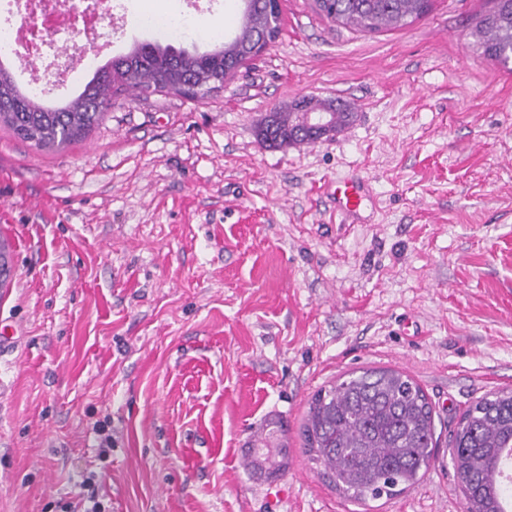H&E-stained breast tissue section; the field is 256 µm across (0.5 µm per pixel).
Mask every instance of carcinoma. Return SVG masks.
<instances>
[{
  "label": "carcinoma",
  "instance_id": "cac0c4a2",
  "mask_svg": "<svg viewBox=\"0 0 512 512\" xmlns=\"http://www.w3.org/2000/svg\"><path fill=\"white\" fill-rule=\"evenodd\" d=\"M233 38L212 50L190 54L170 44L140 43L96 70L72 100L51 105L29 94L0 67V124L34 146L52 149L84 137L102 119L112 96L126 91L175 92L203 99L224 86L251 57L264 36L275 39L281 17L266 0H241ZM331 22L363 32L394 29L425 15L430 0H316ZM471 36L482 54L506 67L512 63V0H493ZM301 97L275 111L257 135L270 147L310 144L298 134ZM303 448L340 489L360 501L391 498L398 487L420 479L434 456L433 407L420 385L391 368L352 372L311 398L302 426ZM455 475L467 479V512H512V486L501 474L512 463V390L479 398L450 436Z\"/></svg>",
  "mask_w": 512,
  "mask_h": 512
}]
</instances>
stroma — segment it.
Wrapping results in <instances>:
<instances>
[{
	"label": "stroma",
	"instance_id": "obj_1",
	"mask_svg": "<svg viewBox=\"0 0 512 512\" xmlns=\"http://www.w3.org/2000/svg\"><path fill=\"white\" fill-rule=\"evenodd\" d=\"M145 0L78 53L138 42L210 50L240 0ZM492 0H431L363 33L314 0H280L281 31L202 100L113 97L85 138L40 149L0 126V512H60L95 475L112 512H465L448 438L512 388V69L469 36ZM342 98L335 137L270 148L275 108ZM369 177L363 223L329 183ZM363 368L410 375L434 408L421 480L361 502L323 475L301 427L319 389ZM111 436L110 455L98 456ZM286 447L268 475L241 460Z\"/></svg>",
	"mask_w": 512,
	"mask_h": 512
}]
</instances>
